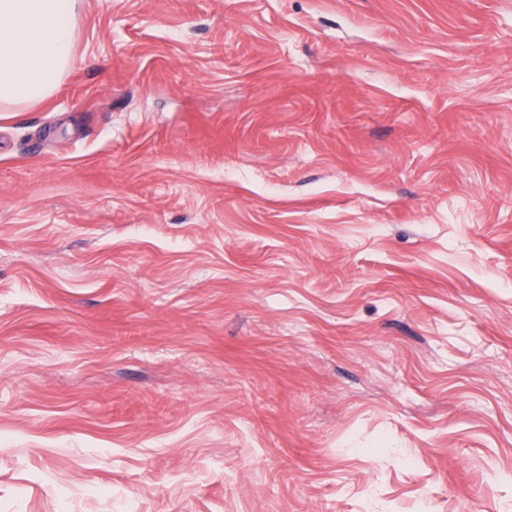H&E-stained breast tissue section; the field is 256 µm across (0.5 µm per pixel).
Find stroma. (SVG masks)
Listing matches in <instances>:
<instances>
[{"instance_id": "stroma-1", "label": "stroma", "mask_w": 512, "mask_h": 512, "mask_svg": "<svg viewBox=\"0 0 512 512\" xmlns=\"http://www.w3.org/2000/svg\"><path fill=\"white\" fill-rule=\"evenodd\" d=\"M0 107V512H512V0H80Z\"/></svg>"}]
</instances>
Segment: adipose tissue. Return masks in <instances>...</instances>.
I'll return each mask as SVG.
<instances>
[{
    "label": "adipose tissue",
    "mask_w": 512,
    "mask_h": 512,
    "mask_svg": "<svg viewBox=\"0 0 512 512\" xmlns=\"http://www.w3.org/2000/svg\"><path fill=\"white\" fill-rule=\"evenodd\" d=\"M79 0H0V103L47 98L73 62Z\"/></svg>",
    "instance_id": "1"
}]
</instances>
